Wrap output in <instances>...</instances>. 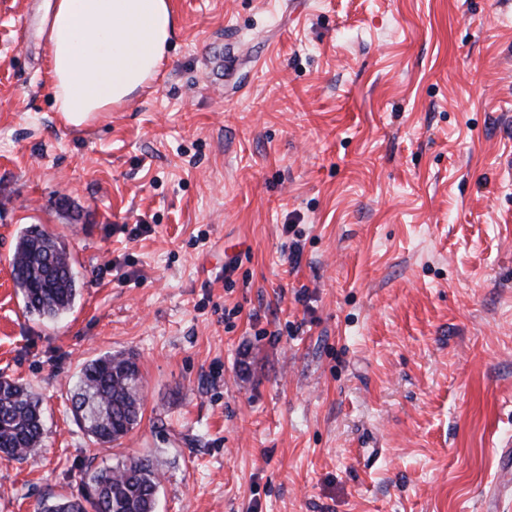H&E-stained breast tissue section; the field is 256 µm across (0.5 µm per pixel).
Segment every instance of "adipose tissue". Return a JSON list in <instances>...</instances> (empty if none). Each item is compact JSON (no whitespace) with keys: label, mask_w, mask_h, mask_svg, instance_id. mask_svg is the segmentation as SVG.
I'll list each match as a JSON object with an SVG mask.
<instances>
[{"label":"adipose tissue","mask_w":512,"mask_h":512,"mask_svg":"<svg viewBox=\"0 0 512 512\" xmlns=\"http://www.w3.org/2000/svg\"><path fill=\"white\" fill-rule=\"evenodd\" d=\"M176 27L170 0H53L44 33L53 109L74 127L152 82Z\"/></svg>","instance_id":"adipose-tissue-1"}]
</instances>
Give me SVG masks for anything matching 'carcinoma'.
<instances>
[{
	"label": "carcinoma",
	"instance_id": "1",
	"mask_svg": "<svg viewBox=\"0 0 512 512\" xmlns=\"http://www.w3.org/2000/svg\"><path fill=\"white\" fill-rule=\"evenodd\" d=\"M15 288L30 315L55 319L69 310L78 295L69 245L32 224L16 239L12 258ZM142 378L135 358L106 353L85 362L70 390L74 417L93 442L120 443L139 423ZM41 399L26 385L0 376V454L33 457L42 450ZM161 473L154 461L130 457L94 472L84 499L47 497L37 512H155Z\"/></svg>",
	"mask_w": 512,
	"mask_h": 512
}]
</instances>
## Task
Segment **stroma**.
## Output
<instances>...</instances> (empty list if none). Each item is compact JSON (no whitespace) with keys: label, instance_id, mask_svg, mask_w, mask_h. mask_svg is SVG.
Instances as JSON below:
<instances>
[{"label":"stroma","instance_id":"stroma-1","mask_svg":"<svg viewBox=\"0 0 512 512\" xmlns=\"http://www.w3.org/2000/svg\"><path fill=\"white\" fill-rule=\"evenodd\" d=\"M171 4L156 80L72 128L46 0H0V375L45 428L0 458V512L143 455L157 512H487L512 438V0ZM31 224L82 283L53 320L11 275ZM106 352L144 391L102 448L68 396Z\"/></svg>","mask_w":512,"mask_h":512}]
</instances>
